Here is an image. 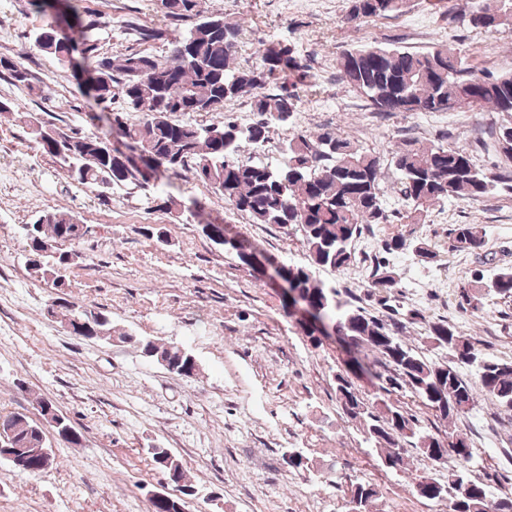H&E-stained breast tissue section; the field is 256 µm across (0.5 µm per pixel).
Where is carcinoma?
Here are the masks:
<instances>
[{"instance_id":"1","label":"carcinoma","mask_w":512,"mask_h":512,"mask_svg":"<svg viewBox=\"0 0 512 512\" xmlns=\"http://www.w3.org/2000/svg\"><path fill=\"white\" fill-rule=\"evenodd\" d=\"M80 0H29L34 13L45 18L32 33L34 46L58 64H71L72 45H82L76 71L87 74L85 90L96 102L111 108L110 132L99 128L98 117H89V128L62 129L30 120L31 134L41 151L57 163L67 178L90 192L103 193L128 186L153 189L159 210L172 211L176 201L164 195L172 178L187 174L224 196L233 211L248 214L257 224L301 227L309 253L307 265L287 268L289 290L315 307L337 334L351 340L361 353L370 378L379 382L380 394L366 400L351 377L336 375V400L346 418L363 424L365 433L381 450L383 458L392 449L411 447L435 459L444 450L448 461L442 471L420 476L412 482L414 492L425 499L447 500L448 512H512V492L488 499L487 486L472 480L468 466L473 446L462 432L444 436L423 433L417 418L393 405L389 395L405 389L422 406L444 421L454 423L468 416L482 392L497 404L500 413L512 418V361L486 358L472 337L443 319L427 320L418 312L411 321L424 324L425 339L448 350L446 364L431 361L405 341V323L369 313L362 306H345L338 292L316 280L315 268L340 272L357 262L352 242L372 224H389L390 217L412 228L385 239V254L409 251L423 260L436 253L415 235V224L426 223L432 206L448 198L477 201L491 192L512 190V168L487 172L476 165L467 148L456 143L405 140L390 152L389 165L397 173L396 186L404 211L388 213L380 158L362 145L334 131L319 134L297 132L287 136L280 149L288 161L272 168L238 153L242 143L258 149L268 142L270 130L285 127L302 104L303 93L316 87L311 67L296 56L292 46L271 42L258 53V62L248 67L237 63L240 26L222 16H207L201 0H153L154 11L165 22H192L172 42L168 55L140 50L102 52L97 31L103 16L79 6ZM407 0H349L345 24L396 16ZM459 19L474 29L497 33L512 26V0H468ZM128 34L139 44L162 39L157 27L126 21ZM342 82L364 95L369 107L381 114L397 112H448L467 108L501 116L487 145L512 159V71L493 73L468 63L467 59L437 44L425 52H413L367 44L343 50L337 58ZM0 72L27 87L30 94L47 99L46 85L34 81L17 60L0 56ZM246 97L257 119L240 127L226 119L220 124L198 125L173 120L176 115L222 112L226 103ZM88 227L64 211H48L22 228L27 262L31 270L64 285V272L82 259L77 250L62 251L56 244H80ZM452 246L478 252L485 231L480 224H456L450 232ZM396 287L394 273L384 258H375L369 295L387 304ZM494 294L512 300V268H502L487 277L474 275L459 295V307L478 312L483 299ZM65 308L64 327L83 337H112V322L101 311L59 297L48 305L53 314ZM137 344L146 357L165 361V368L178 376L193 377L198 364L193 354L142 336H121ZM464 366L475 367L474 378H465ZM50 446L42 428L22 413L0 415V457H11L19 472L37 475L41 460L33 448ZM156 468L177 488L178 494L149 498L151 512H184L185 497L195 493L180 461L166 448L150 449ZM379 497L373 484L358 483L349 491V512H372Z\"/></svg>"}]
</instances>
